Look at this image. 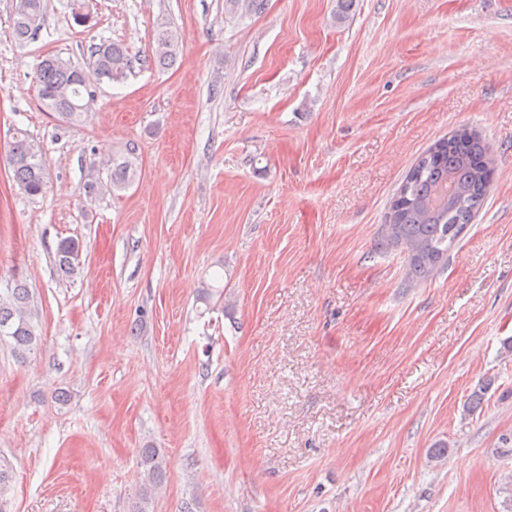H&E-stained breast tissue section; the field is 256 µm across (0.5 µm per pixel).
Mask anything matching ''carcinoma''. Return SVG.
Listing matches in <instances>:
<instances>
[{"mask_svg":"<svg viewBox=\"0 0 512 512\" xmlns=\"http://www.w3.org/2000/svg\"><path fill=\"white\" fill-rule=\"evenodd\" d=\"M267 0H224L230 17L261 14ZM45 0H15L13 34L20 42L35 38L44 21ZM183 36L172 29L156 31L153 61L162 68L175 65ZM131 68L127 47L103 42L90 50V63L83 68L57 56L43 59L36 76L37 97L42 107L59 120L76 125L89 106L94 81L122 82ZM12 179L29 196L47 188V169L39 145L22 130L15 129L6 154ZM106 177L90 176L88 194L114 192L128 187L138 176L135 147L112 154L100 164ZM494 171L490 144L477 132L461 128L450 138L438 140L409 169L393 195L383 243L406 254L409 275L426 278L448 259L466 225L483 206ZM81 245L75 239L61 241L56 249V269L66 279L80 275ZM0 336L13 341L17 353L32 350L39 341L32 321L30 294L22 284L0 289ZM140 467L151 488L164 479L163 458L156 448L140 450Z\"/></svg>","mask_w":512,"mask_h":512,"instance_id":"carcinoma-1","label":"carcinoma"}]
</instances>
